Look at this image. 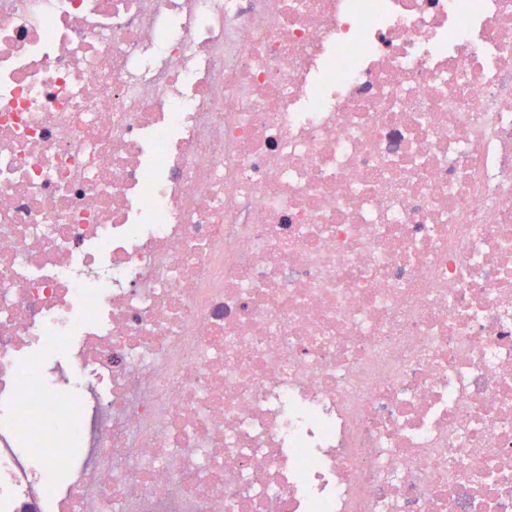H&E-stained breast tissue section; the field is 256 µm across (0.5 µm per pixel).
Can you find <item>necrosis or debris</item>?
I'll use <instances>...</instances> for the list:
<instances>
[{
    "label": "necrosis or debris",
    "instance_id": "obj_1",
    "mask_svg": "<svg viewBox=\"0 0 512 512\" xmlns=\"http://www.w3.org/2000/svg\"><path fill=\"white\" fill-rule=\"evenodd\" d=\"M0 512H512V0H0Z\"/></svg>",
    "mask_w": 512,
    "mask_h": 512
}]
</instances>
